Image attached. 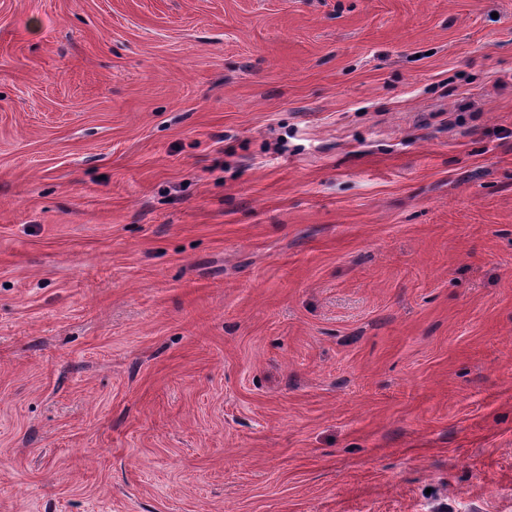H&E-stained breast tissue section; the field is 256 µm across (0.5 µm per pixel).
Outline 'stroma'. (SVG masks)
<instances>
[{
    "label": "stroma",
    "instance_id": "35a3bbf8",
    "mask_svg": "<svg viewBox=\"0 0 512 512\" xmlns=\"http://www.w3.org/2000/svg\"><path fill=\"white\" fill-rule=\"evenodd\" d=\"M0 512H512V0H0Z\"/></svg>",
    "mask_w": 512,
    "mask_h": 512
}]
</instances>
